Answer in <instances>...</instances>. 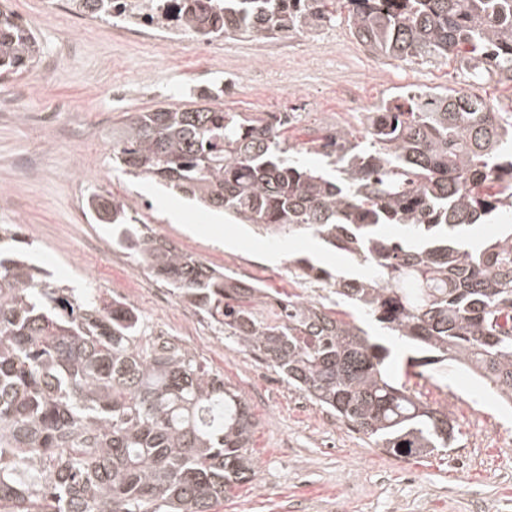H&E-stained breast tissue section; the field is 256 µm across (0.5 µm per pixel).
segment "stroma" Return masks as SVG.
Here are the masks:
<instances>
[{
  "instance_id": "obj_1",
  "label": "stroma",
  "mask_w": 512,
  "mask_h": 512,
  "mask_svg": "<svg viewBox=\"0 0 512 512\" xmlns=\"http://www.w3.org/2000/svg\"><path fill=\"white\" fill-rule=\"evenodd\" d=\"M18 16L35 17L48 79L30 87L26 73L0 77V227L20 226L30 260L59 284L93 289L141 317L146 336L166 338L223 374L249 405L255 481L237 486L215 512H512V408L468 374L438 371L419 389L433 406L454 397L459 433L453 448L396 457L316 405L253 354L243 351L172 288L114 246L109 225L84 218L98 193L125 199L139 223L204 263L225 258L279 291L305 293L288 270L293 258L362 277L365 266L309 235L257 233L224 221L181 195L126 174L112 160V131L126 116L186 102L209 90L230 112H286L284 136L298 148L313 133L341 126L363 136L367 114L404 92L463 88L494 105L512 103V85L466 79L455 62L403 63L376 57L344 21L314 35L213 39L207 50L144 44L102 27L96 18L44 14L43 0H9ZM69 110L54 127L28 122L21 108ZM183 212L174 223L155 205ZM281 250L270 260L267 250Z\"/></svg>"
}]
</instances>
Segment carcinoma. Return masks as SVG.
<instances>
[{"instance_id": "1", "label": "carcinoma", "mask_w": 512, "mask_h": 512, "mask_svg": "<svg viewBox=\"0 0 512 512\" xmlns=\"http://www.w3.org/2000/svg\"><path fill=\"white\" fill-rule=\"evenodd\" d=\"M184 25L265 39L332 22L372 53L458 62L470 79L512 82V0H181ZM32 63L31 35L0 11V72ZM169 103L130 116L113 159L138 179L261 231L309 233L367 265L350 279L291 261L316 301L283 293L272 320L256 284L143 230L117 197L87 203L116 243L180 301L207 315L288 385L395 456L452 447L450 412L410 387L463 367L512 402V237L468 248L460 231L512 209V112L462 90H414L368 116L367 142L341 127L289 154L285 115ZM388 225L409 238L389 237ZM0 230V512H214L257 479L248 404L224 376L169 341H146L137 313L67 288ZM369 318L410 348L401 368Z\"/></svg>"}]
</instances>
